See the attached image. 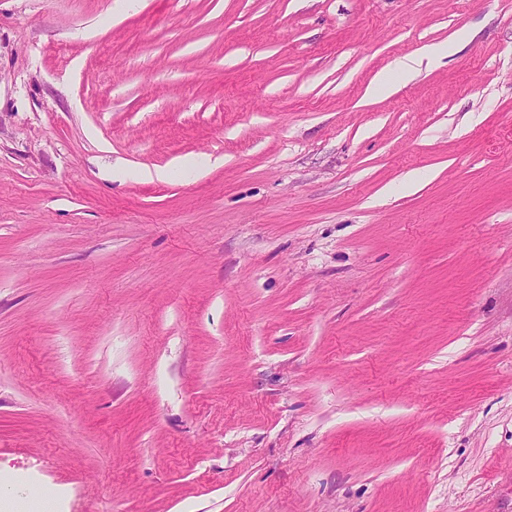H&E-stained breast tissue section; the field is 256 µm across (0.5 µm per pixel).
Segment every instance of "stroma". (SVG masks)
I'll use <instances>...</instances> for the list:
<instances>
[{"label":"stroma","mask_w":512,"mask_h":512,"mask_svg":"<svg viewBox=\"0 0 512 512\" xmlns=\"http://www.w3.org/2000/svg\"><path fill=\"white\" fill-rule=\"evenodd\" d=\"M33 491L512 512V0H0V507Z\"/></svg>","instance_id":"stroma-1"}]
</instances>
